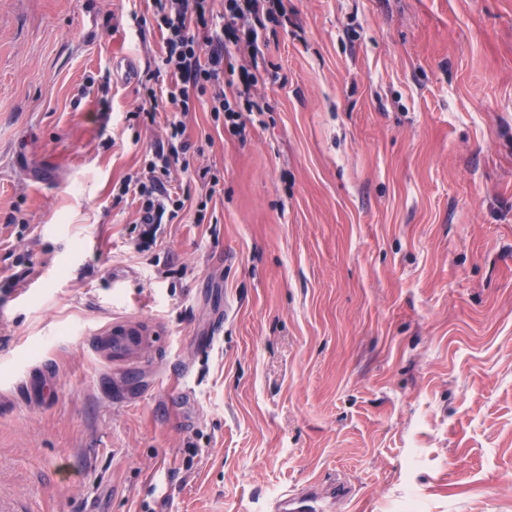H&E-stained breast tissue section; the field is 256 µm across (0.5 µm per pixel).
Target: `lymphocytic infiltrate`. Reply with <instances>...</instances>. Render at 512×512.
<instances>
[{"mask_svg": "<svg viewBox=\"0 0 512 512\" xmlns=\"http://www.w3.org/2000/svg\"><path fill=\"white\" fill-rule=\"evenodd\" d=\"M153 20L163 40L162 72L171 77L170 84L154 88L159 73H150L143 85V99L137 114L154 119L159 108L177 113L195 111L209 106L213 116L222 117L225 126L239 131L243 128V112L256 106L251 90L256 86L262 65L256 57L260 52L257 40L269 24L279 23L285 11L282 0H223L221 11H214L210 0H152ZM250 18L247 30L236 22ZM245 45L255 60L240 82L225 79L224 62L228 45ZM183 121L170 122L168 147L157 150L150 164L151 177L140 183L137 193L141 201L142 221L162 224L177 217L184 203L169 188L173 164L187 167L190 149L184 138Z\"/></svg>", "mask_w": 512, "mask_h": 512, "instance_id": "lymphocytic-infiltrate-1", "label": "lymphocytic infiltrate"}]
</instances>
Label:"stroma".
I'll list each match as a JSON object with an SVG mask.
<instances>
[{"label": "stroma", "instance_id": "1", "mask_svg": "<svg viewBox=\"0 0 512 512\" xmlns=\"http://www.w3.org/2000/svg\"><path fill=\"white\" fill-rule=\"evenodd\" d=\"M284 6L148 243L150 0H0V512H512V0ZM155 334L156 330L143 322L111 323L92 334L91 345L97 356L112 363V357L136 352ZM288 504L290 512H317V495L314 490H307L301 493H289L282 498L276 510L280 511L282 506Z\"/></svg>", "mask_w": 512, "mask_h": 512}]
</instances>
